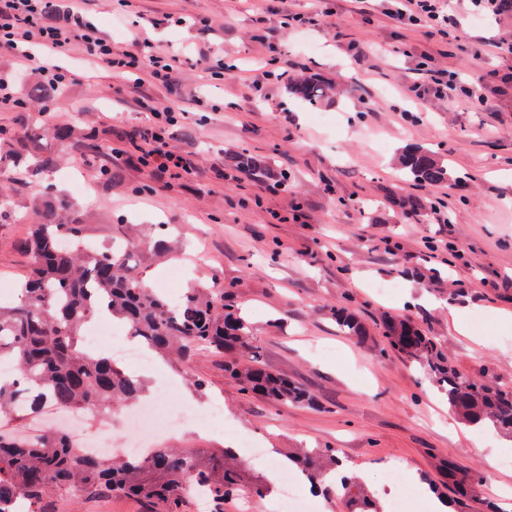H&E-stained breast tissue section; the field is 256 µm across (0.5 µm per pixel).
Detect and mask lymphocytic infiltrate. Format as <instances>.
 Returning <instances> with one entry per match:
<instances>
[{"instance_id":"lymphocytic-infiltrate-1","label":"lymphocytic infiltrate","mask_w":512,"mask_h":512,"mask_svg":"<svg viewBox=\"0 0 512 512\" xmlns=\"http://www.w3.org/2000/svg\"><path fill=\"white\" fill-rule=\"evenodd\" d=\"M53 0H0V53L14 59L18 68L27 67L34 56H42V76L52 84L69 82L71 73L61 65L60 57L69 53L73 43H80L89 63L106 67L126 78L132 89H139L142 80L162 86L169 85L176 68L173 54L153 49L150 42H140L137 49L114 51L112 43L81 13H64L62 20L48 24ZM457 0H394L384 14L393 22L424 29L429 44L420 54L415 68L417 77L410 93L419 100L434 98L450 102L485 105L484 90L498 79L497 71L472 76L470 81L451 71L437 68L436 58L445 54L450 37H463L465 25L458 15ZM184 112L172 104L154 108L152 122L136 142L139 165L177 177L193 175L190 159L169 147V137Z\"/></svg>"}]
</instances>
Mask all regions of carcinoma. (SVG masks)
<instances>
[{
	"label": "carcinoma",
	"mask_w": 512,
	"mask_h": 512,
	"mask_svg": "<svg viewBox=\"0 0 512 512\" xmlns=\"http://www.w3.org/2000/svg\"><path fill=\"white\" fill-rule=\"evenodd\" d=\"M292 94L311 105L325 98L329 88L312 74L288 80ZM56 86L28 83L27 99L48 103L59 94ZM51 138L62 145L99 150L88 138L79 139L71 126L45 128L30 112L18 117L13 137L0 142V167L44 169L53 163L44 148ZM239 167L251 175L266 171L264 161L244 154ZM405 181L420 187L451 179L448 167L428 149L412 148L402 155ZM75 203L54 187L33 192L31 211L37 218L32 234L23 242L31 270L19 284L13 303L0 305V358L9 357L19 375L0 380V418L11 420L37 414L47 402L63 408H92L97 413L142 396L143 382L119 368L109 357L82 349L81 330L99 316L115 319L156 356L176 355L189 385L203 388L191 372L201 353L228 357L224 376L245 394H257L279 404L312 405L313 396L262 361L250 324L224 297L230 287L217 281L210 288H187L177 304L149 288L141 277L140 258L159 252L166 237H147L137 245L97 248L69 219ZM336 323L363 339L365 326L346 307L336 308ZM384 350L422 365L446 394L449 409L465 423L512 436V389H502L473 378L453 365L440 341L405 316L386 315L381 321ZM236 454L225 448L210 451L157 448L142 460L119 462L86 455L69 434L48 431L31 443L0 432V512H9L16 498L28 512H52L44 507L51 495L67 496L74 490L90 498L131 495L151 503L152 512H184L183 484L191 479L208 492L214 512H224V501L249 489L263 498L271 492L260 479L247 486L235 464ZM311 484L322 483L344 466L334 449H303L288 456ZM327 491L346 503L348 512H381L375 498L363 493L355 476H344L343 490Z\"/></svg>",
	"instance_id": "carcinoma-1"
}]
</instances>
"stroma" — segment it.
<instances>
[{
	"label": "stroma",
	"mask_w": 512,
	"mask_h": 512,
	"mask_svg": "<svg viewBox=\"0 0 512 512\" xmlns=\"http://www.w3.org/2000/svg\"><path fill=\"white\" fill-rule=\"evenodd\" d=\"M320 3L330 15L320 27L298 33L283 28L286 15ZM82 14L111 40L132 47L133 34L179 55L170 88L145 86L130 93L110 70L91 67L80 49L64 64L73 77L44 123L71 125L112 153L103 174L98 156L49 142L59 166L35 175L0 168L17 215L31 192L53 184L71 198L83 232L107 244L114 225L132 236H152L159 225H178L177 250L145 253L147 284L182 293L194 284L230 285L228 304L241 309L274 371L306 387L311 406L277 405L240 393L224 377V359L199 356L193 369L202 390L180 387L197 406L224 404L229 430L173 437L175 448L226 447L231 435L258 438L267 458L241 465L244 482L265 477L288 451L333 448L359 480L376 479L394 460L406 462L414 480L437 487L448 468L475 473L463 512H485L488 502L512 500V466L489 468L471 428L448 409L446 396L418 365L380 352L383 313L411 315L436 336L465 373L512 387V62L486 51V38L512 29V19L489 25L470 19L468 34L452 42L444 67L468 77L496 70L507 82L487 90L483 108L419 105L407 93L427 38L422 29L375 13L364 22L352 0H83ZM185 16L176 27L167 16ZM366 50L360 61L350 44ZM227 58L237 65L210 80L199 60ZM307 71L331 88L317 105L267 79L272 68ZM186 110L169 140L190 154L196 178H170L129 163L134 130L152 108L169 101ZM420 146L454 173L442 184L418 188L401 178L399 157ZM263 158L268 172L238 178L235 158ZM224 169L225 179L213 177ZM418 196L416 215L404 214L403 197ZM447 196L448 221L432 210ZM30 225L0 219V280L23 278L29 256L20 243ZM397 290L379 294L377 283ZM345 305L366 325L359 340L343 334L331 314ZM61 512H149L138 498L69 497Z\"/></svg>",
	"instance_id": "obj_1"
}]
</instances>
